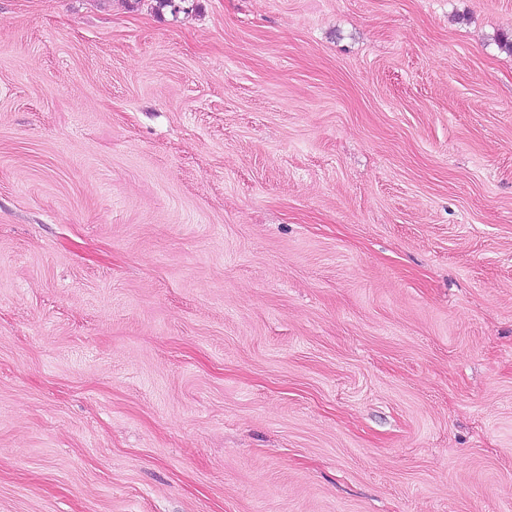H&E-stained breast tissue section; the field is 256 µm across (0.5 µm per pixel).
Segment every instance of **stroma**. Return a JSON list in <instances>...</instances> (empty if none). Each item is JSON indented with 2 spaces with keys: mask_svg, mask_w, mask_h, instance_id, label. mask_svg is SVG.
<instances>
[{
  "mask_svg": "<svg viewBox=\"0 0 512 512\" xmlns=\"http://www.w3.org/2000/svg\"><path fill=\"white\" fill-rule=\"evenodd\" d=\"M512 0H0V512H512Z\"/></svg>",
  "mask_w": 512,
  "mask_h": 512,
  "instance_id": "obj_1",
  "label": "stroma"
}]
</instances>
